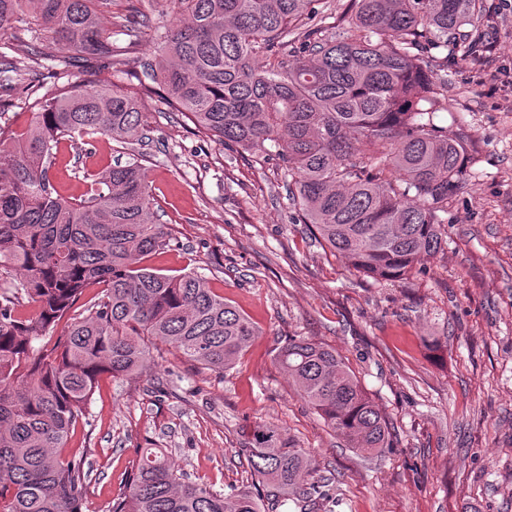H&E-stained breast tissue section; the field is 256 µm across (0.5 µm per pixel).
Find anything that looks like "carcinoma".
Wrapping results in <instances>:
<instances>
[{"label": "carcinoma", "instance_id": "obj_1", "mask_svg": "<svg viewBox=\"0 0 512 512\" xmlns=\"http://www.w3.org/2000/svg\"><path fill=\"white\" fill-rule=\"evenodd\" d=\"M349 28L327 22L321 0H178L163 52L131 74L224 145L272 148L304 223L332 252L375 280H396L441 250L448 196L463 188L464 136L436 122L448 110V38L483 0H349ZM35 5L36 26L14 29ZM102 0H0V35L17 74L74 60L112 62ZM314 27L288 39L303 21ZM264 56L257 68L252 60ZM32 119L0 129V512H82L88 473L62 457L98 379L140 378L151 348L168 345L224 371L256 336L251 321L194 272L142 264L169 246L152 210L146 168L116 164L82 195L48 178L62 140L101 134L140 140L137 100L108 87L29 84ZM104 289L69 318L52 347L42 332L93 285ZM35 316L25 314L27 305ZM279 366L349 447L390 446L386 422L335 350L288 339ZM247 463L264 492L191 481L164 448H145L112 512H278L320 488L311 461L273 429L255 428Z\"/></svg>", "mask_w": 512, "mask_h": 512}]
</instances>
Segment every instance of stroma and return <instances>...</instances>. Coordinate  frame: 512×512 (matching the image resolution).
<instances>
[{
	"mask_svg": "<svg viewBox=\"0 0 512 512\" xmlns=\"http://www.w3.org/2000/svg\"><path fill=\"white\" fill-rule=\"evenodd\" d=\"M464 27L489 51L448 55V109L438 123L466 133L464 187L448 199L445 243L406 278L377 281L315 238L288 197L274 155L220 144L132 72L160 51L175 0H108L132 15L120 65L77 63L69 79L137 98L142 141H62L49 170L64 196L87 178L143 157L153 209L173 239L151 266L204 276L256 326L218 373L174 348L153 350L150 376L102 377L66 444L84 455L83 512H110L141 449H169L176 466L221 490L255 481L241 448L272 428L329 486L318 512H512V11L484 0ZM304 338L335 349L387 422L390 447H347L276 362Z\"/></svg>",
	"mask_w": 512,
	"mask_h": 512,
	"instance_id": "obj_1",
	"label": "stroma"
}]
</instances>
